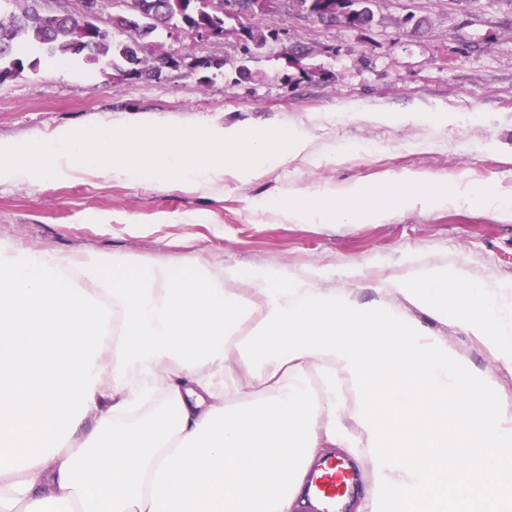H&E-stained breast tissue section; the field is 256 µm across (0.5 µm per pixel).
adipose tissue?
Returning a JSON list of instances; mask_svg holds the SVG:
<instances>
[{
  "instance_id": "ef3b65f1",
  "label": "adipose tissue",
  "mask_w": 512,
  "mask_h": 512,
  "mask_svg": "<svg viewBox=\"0 0 512 512\" xmlns=\"http://www.w3.org/2000/svg\"><path fill=\"white\" fill-rule=\"evenodd\" d=\"M447 200L406 171L275 205L349 224ZM141 266L0 244V512H307L336 451L364 470L356 512H512V403L409 315L512 366V286L421 265L364 303L316 269Z\"/></svg>"
}]
</instances>
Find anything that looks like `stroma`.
I'll return each mask as SVG.
<instances>
[{"label":"stroma","mask_w":512,"mask_h":512,"mask_svg":"<svg viewBox=\"0 0 512 512\" xmlns=\"http://www.w3.org/2000/svg\"><path fill=\"white\" fill-rule=\"evenodd\" d=\"M372 8L373 26L359 30L324 26L290 0H272L252 24L277 36L250 61L248 81L238 78L237 34L200 39L175 30L160 41L182 63L159 80L72 58L57 74L1 82L4 143L143 121L266 126L303 135L319 159L262 163L248 177L228 168L223 180L200 188L78 173L1 182L0 241L146 263L194 252L244 267L320 268L324 287L357 289L365 302L417 263L462 266L512 285V0H374ZM409 14L424 19L419 32L400 26ZM298 45L306 54L294 65ZM406 170L461 179L506 207L488 210L452 189L436 208H397L378 223L319 224L288 221L271 205L300 188L357 184L375 193ZM350 262L361 265L362 277L346 276ZM410 315L474 368L492 372L500 396L512 402V369L474 336L416 309Z\"/></svg>","instance_id":"35a3bbf8"}]
</instances>
